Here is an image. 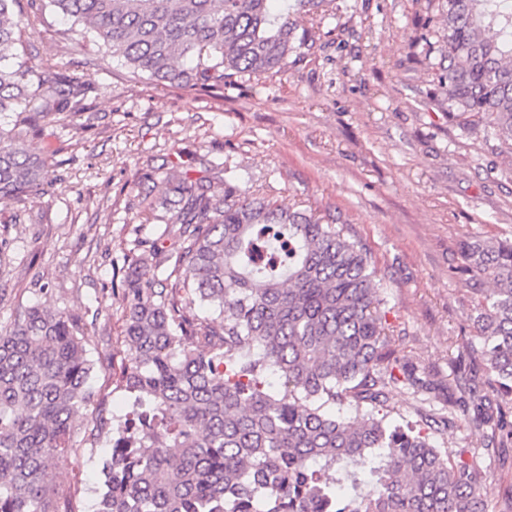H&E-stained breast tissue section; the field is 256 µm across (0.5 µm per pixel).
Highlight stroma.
<instances>
[{"label":"stroma","mask_w":512,"mask_h":512,"mask_svg":"<svg viewBox=\"0 0 512 512\" xmlns=\"http://www.w3.org/2000/svg\"><path fill=\"white\" fill-rule=\"evenodd\" d=\"M308 24L317 45L303 62L242 92L187 90L132 76L94 45L73 55L81 26L46 9L29 42L32 66L77 60L92 93L72 123L28 136L49 155L48 191L0 202V325L40 303L82 317L99 402L76 418L74 452L53 483L73 512H94L108 436L91 439L99 411L121 413L131 359L123 303L113 295L142 241L163 233L142 200L165 192L172 162L201 175L221 163L283 209L342 213L385 276L390 349L432 384L426 400L393 389L392 419L429 424L449 456H472L491 486L487 512H502L512 447L490 446L448 397H463L455 360L473 336L475 307L490 283L464 274L467 240H512V150L483 127L448 118V92L409 44L427 34L444 49L436 0H335ZM20 222H13V214Z\"/></svg>","instance_id":"stroma-1"}]
</instances>
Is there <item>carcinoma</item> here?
I'll use <instances>...</instances> for the list:
<instances>
[{
    "label": "carcinoma",
    "mask_w": 512,
    "mask_h": 512,
    "mask_svg": "<svg viewBox=\"0 0 512 512\" xmlns=\"http://www.w3.org/2000/svg\"><path fill=\"white\" fill-rule=\"evenodd\" d=\"M16 2L0 0V200L20 204L46 192L49 161L17 127L75 118L91 87L72 64L35 69L20 56ZM274 2L49 0L132 73L224 91L313 48L301 26L325 0ZM440 10L448 49L432 67L448 86V119L483 123L512 146V9L442 0ZM166 183L145 222L163 209L173 243L124 268L128 403L90 431L111 434L95 512H486L489 486L474 462L389 419L392 389L415 390L419 379L392 356L386 285L348 223L187 170ZM461 249L465 271L494 284L474 326L498 388L477 396L473 424L503 448L512 445L503 406L512 404V242ZM85 330L40 304L0 328V512H71L50 475L72 451L78 411L97 397Z\"/></svg>",
    "instance_id": "carcinoma-1"
}]
</instances>
